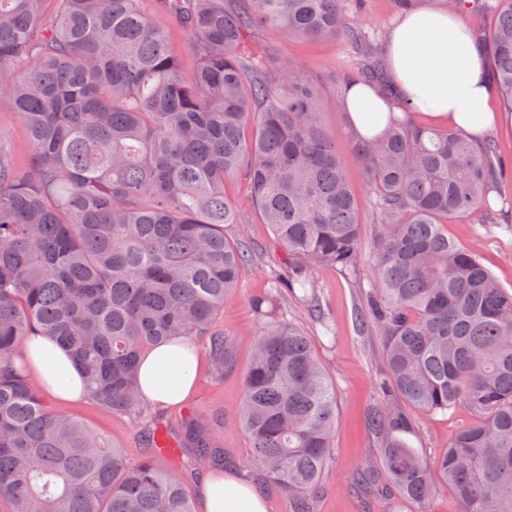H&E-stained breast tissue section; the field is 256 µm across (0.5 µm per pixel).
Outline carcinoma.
Wrapping results in <instances>:
<instances>
[{
	"label": "carcinoma",
	"mask_w": 512,
	"mask_h": 512,
	"mask_svg": "<svg viewBox=\"0 0 512 512\" xmlns=\"http://www.w3.org/2000/svg\"><path fill=\"white\" fill-rule=\"evenodd\" d=\"M343 2L158 0L162 22L138 0H0V100L13 104L31 154L19 164L0 132V512H197L183 478L223 468L224 449L194 416L175 430L145 419L139 358L187 336L209 352L215 378L232 366L219 317L252 260L224 235L239 223L224 185L239 175L287 261L251 299L259 327L236 422L250 465L288 512H313L336 388L279 304L299 289L327 325L309 269L354 271L362 217L304 63L246 60L239 48L272 31L343 36L366 54L381 34L348 26ZM489 9L491 29L473 28L512 112V0ZM168 22L196 38L189 82ZM360 76L392 94L373 57ZM354 151L379 228L361 320L383 337L380 386L394 396L366 415L387 493L423 504L440 481L461 512H512V291L447 229L481 209L492 217L488 196L504 172L496 146L406 110ZM33 332L67 349L89 399L143 422L147 455L132 464L49 409L22 363ZM459 406L482 418L431 468L410 442L413 413ZM162 436L175 443L174 469L161 465Z\"/></svg>",
	"instance_id": "obj_1"
}]
</instances>
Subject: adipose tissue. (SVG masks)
Here are the masks:
<instances>
[{
	"mask_svg": "<svg viewBox=\"0 0 512 512\" xmlns=\"http://www.w3.org/2000/svg\"><path fill=\"white\" fill-rule=\"evenodd\" d=\"M387 69L397 89L393 98L357 80L341 91V105L352 135H380L390 115L411 109L463 131L482 144L502 120L491 106L494 95L484 55L459 14L421 8L401 15L386 45ZM24 362L42 393L55 403H77L86 397L84 380L70 355L47 336L35 333L24 343ZM201 364L196 345L185 339L162 343L140 363L143 400L159 411L186 402L194 393ZM204 512H267V500L235 472L205 479Z\"/></svg>",
	"mask_w": 512,
	"mask_h": 512,
	"instance_id": "ef3b65f1",
	"label": "adipose tissue"
}]
</instances>
